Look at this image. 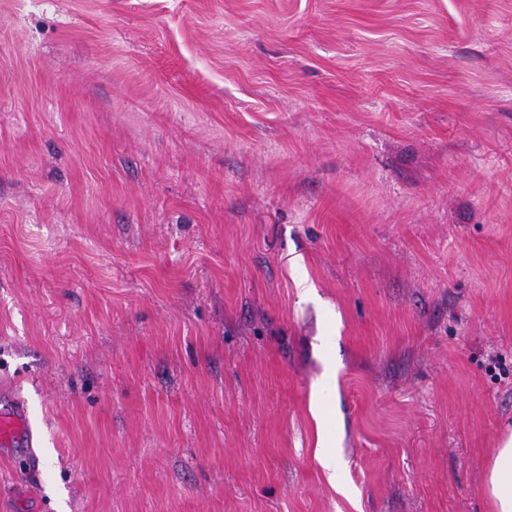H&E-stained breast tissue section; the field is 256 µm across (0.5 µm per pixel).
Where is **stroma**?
Returning <instances> with one entry per match:
<instances>
[{"instance_id":"obj_1","label":"stroma","mask_w":512,"mask_h":512,"mask_svg":"<svg viewBox=\"0 0 512 512\" xmlns=\"http://www.w3.org/2000/svg\"><path fill=\"white\" fill-rule=\"evenodd\" d=\"M13 399L0 512H491L512 0H0ZM29 437L30 426L25 409L20 401L11 400V404L0 411V444L11 447ZM312 412L314 414L315 419L318 422V449L317 455L318 459L321 462L322 466L328 473V480L330 484L339 489L340 486L336 479V457L335 455L328 450L329 447V437L327 432L325 431V415L321 404L315 400L312 406Z\"/></svg>"}]
</instances>
